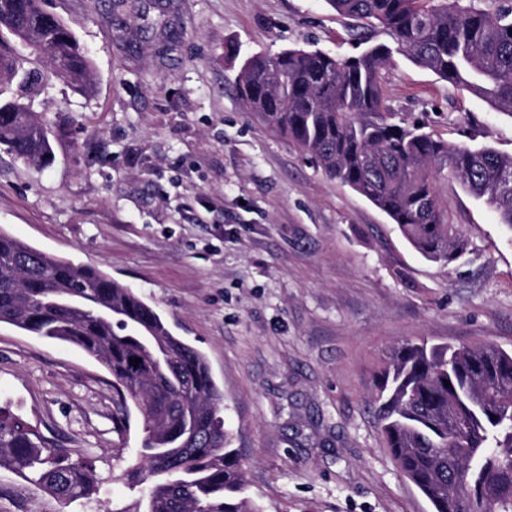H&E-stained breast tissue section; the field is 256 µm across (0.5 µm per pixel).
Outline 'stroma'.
<instances>
[{
    "label": "stroma",
    "mask_w": 512,
    "mask_h": 512,
    "mask_svg": "<svg viewBox=\"0 0 512 512\" xmlns=\"http://www.w3.org/2000/svg\"><path fill=\"white\" fill-rule=\"evenodd\" d=\"M94 64L95 91L55 81L33 108L49 163L0 151V230L129 286L201 350L262 512H431L399 476L371 401L388 353L426 338L512 353V228L448 176L460 259L428 260L396 224L243 107L252 54H356L326 0H45ZM385 93L434 137L512 155V118L395 55ZM0 405L89 459L71 503L0 468V512H134L122 473L139 414L114 427L112 377L78 347L0 326Z\"/></svg>",
    "instance_id": "stroma-1"
}]
</instances>
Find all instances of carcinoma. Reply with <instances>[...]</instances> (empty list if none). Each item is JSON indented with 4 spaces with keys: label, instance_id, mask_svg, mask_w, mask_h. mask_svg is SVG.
<instances>
[{
    "label": "carcinoma",
    "instance_id": "cac0c4a2",
    "mask_svg": "<svg viewBox=\"0 0 512 512\" xmlns=\"http://www.w3.org/2000/svg\"><path fill=\"white\" fill-rule=\"evenodd\" d=\"M43 0H0V148L51 158L52 127L15 87L51 76L77 94L93 62ZM366 35L390 43L356 56L322 49L255 54L241 100L279 137L383 212L422 256L451 263L468 242L448 223L439 179L451 174L512 226V155L448 143L424 120L396 118L383 82L393 52L512 117V6L481 0H327ZM0 323L70 343L112 376L121 405L142 419L141 448L122 477L150 482L146 512H261L245 496L239 450L206 356L175 336L132 289L100 269L49 256L0 231ZM139 358L141 362L134 363ZM449 384H444V381ZM375 412L397 471L432 512H512V354L492 345L426 340L396 350L379 375ZM70 500L99 490L93 469L46 445L0 406V468Z\"/></svg>",
    "mask_w": 512,
    "mask_h": 512
}]
</instances>
